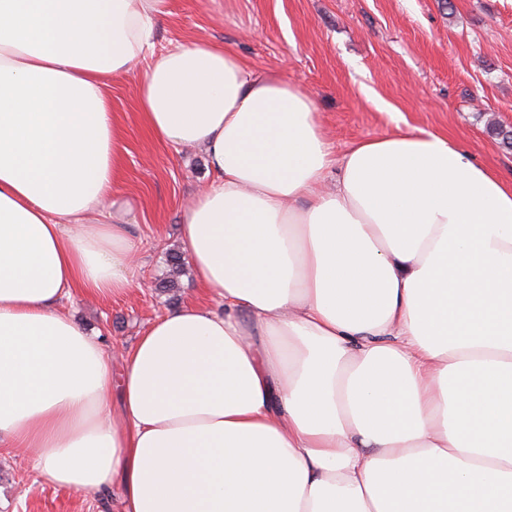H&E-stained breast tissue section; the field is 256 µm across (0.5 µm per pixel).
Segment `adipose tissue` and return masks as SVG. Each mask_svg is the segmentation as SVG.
Masks as SVG:
<instances>
[{
	"instance_id": "ef3b65f1",
	"label": "adipose tissue",
	"mask_w": 512,
	"mask_h": 512,
	"mask_svg": "<svg viewBox=\"0 0 512 512\" xmlns=\"http://www.w3.org/2000/svg\"><path fill=\"white\" fill-rule=\"evenodd\" d=\"M168 8L0 0V444L122 512H512V181L423 130L334 154L300 84L207 41L152 56ZM133 73L149 133L215 174L181 240L217 304L116 377L61 302L138 286Z\"/></svg>"
}]
</instances>
